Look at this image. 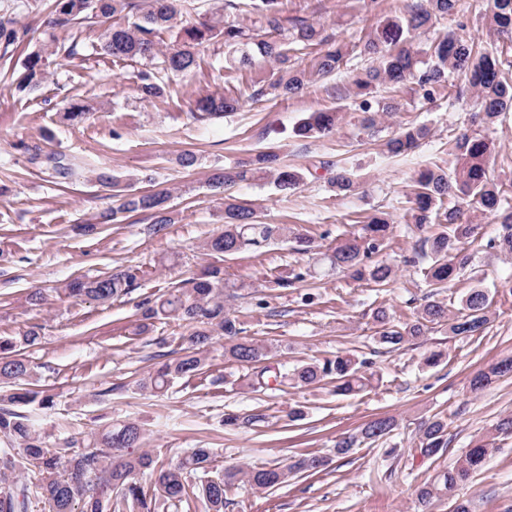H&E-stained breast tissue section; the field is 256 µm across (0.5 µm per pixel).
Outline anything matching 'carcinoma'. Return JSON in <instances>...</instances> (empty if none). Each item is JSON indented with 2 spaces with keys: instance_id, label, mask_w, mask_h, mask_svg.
I'll list each match as a JSON object with an SVG mask.
<instances>
[{
  "instance_id": "obj_1",
  "label": "carcinoma",
  "mask_w": 512,
  "mask_h": 512,
  "mask_svg": "<svg viewBox=\"0 0 512 512\" xmlns=\"http://www.w3.org/2000/svg\"><path fill=\"white\" fill-rule=\"evenodd\" d=\"M179 0H53L46 20L48 27L66 31L82 21L103 25L99 49L112 61L142 64L137 71L136 89L143 99L158 98L165 92L166 80L172 75H188L201 66V53L210 44L224 46V65L237 71H252L255 61L270 64L266 76L250 79L248 93L236 87L224 89L193 100L191 118L206 123L213 118L239 111L244 99L253 102L288 100L308 86L336 74L350 57L367 58L373 66L351 77L348 93L358 101L365 129L377 120L398 110L397 94L420 92L433 100L455 88L453 100L472 99L476 117L487 130L500 115L512 109V81L504 76L503 60L459 32L448 29L437 33L442 20L457 12L459 0H415L405 12L388 17L361 31L352 44H342L326 32L323 25L303 16L285 15L284 0H224V12L245 6L252 25L243 27L221 17H209L180 28L177 47L164 51L159 47L161 34L178 26L182 16ZM489 28L497 38L512 44V0H487L485 14ZM16 21L0 18V43L15 44L27 34ZM315 54L304 65L292 63L291 54L304 50ZM58 53L52 39L30 53L22 62L18 87L35 91L47 80L46 62ZM461 76L460 82L449 80ZM386 88L388 97H378L377 89ZM89 108L70 100L62 119L71 125L83 123ZM338 113L332 110L312 112L301 119L294 133L301 138H322L336 131ZM429 135L424 125L407 126L382 143L391 157H405L418 148ZM449 151L456 159L453 173L440 166L420 171L414 179L412 206L407 222L422 231L431 223L442 224V231L419 238L412 255L403 262H428L423 275L433 291L411 317L396 324L383 307L372 313L380 325L378 343L392 352L414 345L432 325L448 324L455 336H479L490 322L493 295L480 287L469 289L459 308L451 311L440 298L448 284L471 269V256L463 244L471 238L477 225L468 211L495 216L502 234L495 246L512 254V197L488 177V164L496 151V141L488 135L462 132L450 141ZM39 163L70 180L80 169L76 158L60 153L34 155ZM305 173L281 162L280 155L265 151L256 156L216 170L209 186L225 191L240 184L269 181L288 194L303 183ZM97 180L112 188L120 205L100 211L94 221L79 226L93 234L99 226L118 222V215L147 212L150 230L157 234L172 223L166 190L137 192L131 184L112 176L103 168ZM332 191L348 195L356 182L344 168L336 169L330 179ZM357 235L336 241L326 255L330 267L350 273L357 281L385 287L393 281L395 267L384 261H372L373 255L388 246L390 217L385 212L360 217ZM285 228L264 224L253 208L227 193L224 196V231L211 237L205 249L216 255L234 256L244 251L261 250ZM309 270L293 268L288 275L275 279L278 288H294L306 280ZM139 269L119 270L93 278L76 277L64 286L71 298L87 297L102 303L129 294L138 285ZM246 284L224 281L221 269L214 266L199 275L182 280L181 286L148 298L139 305L135 334L148 332L157 320L182 323L189 331L188 347L176 357L157 363L153 372L139 380V386L154 393L168 389L176 379H190L201 374L214 337H224V360L251 369L247 386L261 391L268 385V370L261 363L271 357L273 347L242 336L241 324L229 316L224 301L236 296ZM41 327L33 325L20 336H0V512H155L161 502L178 508L194 500L202 512H224V503L237 488L246 485L268 491L284 483L290 473L317 472L326 465L318 455H302L291 464H268L261 467H229L212 475L214 452L211 448H189L181 455L164 461L141 449L142 428L136 421L110 422L80 436L64 438L49 446L29 417L18 410L35 401L50 408V395L25 387L33 368L23 351L39 344ZM374 362L354 354L338 353L331 358L314 360L293 367L282 374L300 387L318 386L326 380L336 383L338 395H357L372 386ZM512 375V358L504 359L476 372L470 379L473 391L483 390L497 380ZM396 422L380 417L364 424L357 433L336 441V454L348 453L360 443H375L390 435ZM422 452L434 457L448 448V424L432 417L420 427ZM490 442L477 440L456 464L437 472L416 488L421 512L436 500L448 497L489 455ZM148 474L147 483L137 478Z\"/></svg>"
}]
</instances>
